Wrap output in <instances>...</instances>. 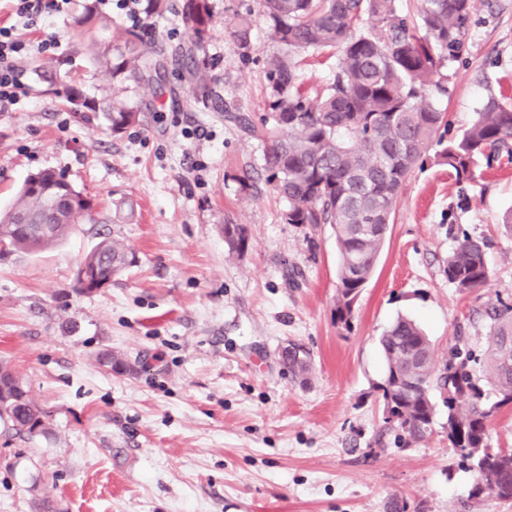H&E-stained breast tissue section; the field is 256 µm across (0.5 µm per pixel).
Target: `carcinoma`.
<instances>
[{"mask_svg": "<svg viewBox=\"0 0 512 512\" xmlns=\"http://www.w3.org/2000/svg\"><path fill=\"white\" fill-rule=\"evenodd\" d=\"M419 24L399 11L397 0H261L279 52L267 61V115L262 118L267 182L286 199L287 224H328L339 257L336 321L349 326L360 291L371 278L393 223L402 187L432 146L459 179L473 177L481 159H512V109L496 97L487 100L471 124L445 140L448 121L434 104L446 93L441 70L456 58L467 40L474 0H418ZM374 33L358 32L363 18ZM181 18L190 44L148 48L142 33L125 29L112 39V18L87 0L71 25L74 47L96 70L112 77H149L159 60L189 66L197 102L214 97L208 65L195 50L212 35L211 0H182ZM243 54L252 48L253 25L236 16L227 23ZM334 48L340 58L331 83L314 97L299 82L298 55ZM74 106L100 109L112 134L119 136L139 122V113L118 100L96 105L80 90L65 88ZM41 189L21 186L15 203L0 214V246L7 253H36L65 239L79 224L94 221L92 199L64 183L65 173L37 172ZM229 254L247 243L242 224L224 225ZM129 248L111 238L97 243L82 266L93 277L111 283L128 264ZM448 282L461 293L489 284L485 243L467 235L457 241L444 268ZM488 352L491 372L476 375L472 351L454 346L436 368L430 339L412 320L400 317L379 337L384 376L378 386L384 419L394 443L410 445L431 432L435 404L431 384L443 392L448 441L475 472L469 498L512 500V452L488 444L486 421L512 406V305L488 306ZM297 378L309 373L308 353L286 357ZM113 371L129 367L110 351L97 355ZM0 427L4 433L31 437L49 433L46 413L32 400L15 368L0 362Z\"/></svg>", "mask_w": 512, "mask_h": 512, "instance_id": "carcinoma-1", "label": "carcinoma"}]
</instances>
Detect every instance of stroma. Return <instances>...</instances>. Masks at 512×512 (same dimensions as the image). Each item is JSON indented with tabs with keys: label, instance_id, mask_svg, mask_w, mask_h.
Here are the masks:
<instances>
[{
	"label": "stroma",
	"instance_id": "stroma-1",
	"mask_svg": "<svg viewBox=\"0 0 512 512\" xmlns=\"http://www.w3.org/2000/svg\"><path fill=\"white\" fill-rule=\"evenodd\" d=\"M85 2L25 27L0 0V27L32 45L56 39L60 83L140 114L112 135L52 90L39 57L24 64L27 98L0 108V209L28 174L53 168L99 215L47 251L0 258V361L51 422L43 436L0 433V512H388L395 498L415 512H512V500L470 501L474 474L448 442L444 406L425 440L399 448L377 391L378 338L401 315L422 326L435 360L461 335L488 373L479 311L512 304V163H481L460 180L427 152L350 326L337 324L330 226L283 222L288 203L266 180L264 141L227 117L267 111L266 61L278 47L257 0H212L214 31L197 56L220 110L195 102L187 72L170 65L155 92L92 70L69 39ZM237 14L254 17L246 55L224 30ZM136 25L166 47L187 39L173 9ZM335 68V50L302 54L304 91H323ZM442 73L449 136L489 97L512 104V0H475L464 52ZM227 224L247 229L241 254L227 251ZM465 233L486 241L491 273L467 294L444 274ZM106 237L133 250L132 265L77 292L80 262ZM294 345L310 355L307 379L282 360ZM107 349L133 373L99 365Z\"/></svg>",
	"mask_w": 512,
	"mask_h": 512
}]
</instances>
